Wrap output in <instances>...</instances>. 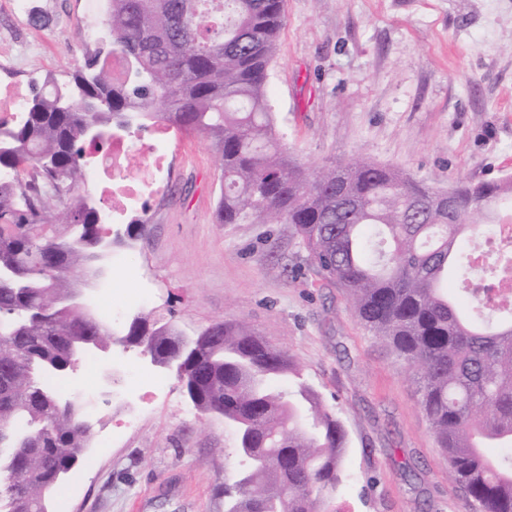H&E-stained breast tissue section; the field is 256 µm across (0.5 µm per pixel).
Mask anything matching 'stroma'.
<instances>
[{"label":"stroma","instance_id":"35a3bbf8","mask_svg":"<svg viewBox=\"0 0 512 512\" xmlns=\"http://www.w3.org/2000/svg\"><path fill=\"white\" fill-rule=\"evenodd\" d=\"M0 0V87L32 92L83 62L84 0ZM268 91L282 142L306 172L364 157L437 188L512 176V0H284ZM163 195L128 210L147 231L116 246L106 280L121 334L142 313L186 338L242 321L287 352L345 425L336 512H460L412 376L353 315L287 224H221L224 185L204 135L170 130ZM84 459L53 512H224L239 458L235 429L202 413L175 373L135 354L98 402Z\"/></svg>","mask_w":512,"mask_h":512}]
</instances>
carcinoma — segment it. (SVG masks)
<instances>
[{"mask_svg": "<svg viewBox=\"0 0 512 512\" xmlns=\"http://www.w3.org/2000/svg\"><path fill=\"white\" fill-rule=\"evenodd\" d=\"M284 0H108V40L128 60L112 77L99 45L60 84L47 77L25 119L0 136V512H51L50 495L83 458L92 425L50 377L96 338L68 299L71 274L92 272L102 214L79 191L82 135L93 123H165L201 133L224 172L221 224H289L317 269L349 298L354 316L415 373L419 404L465 512H512V319L472 320L448 296L458 266L472 303L512 315V294L484 296L512 277V251L460 256L481 217L512 227V177L438 189L352 159L307 174L282 145L268 98ZM133 336L177 377L194 405L238 431L241 470L224 488L225 512H323L343 481L348 432L282 350L242 322H218L188 341L171 324L138 316ZM294 378V388L276 379Z\"/></svg>", "mask_w": 512, "mask_h": 512, "instance_id": "carcinoma-1", "label": "carcinoma"}]
</instances>
